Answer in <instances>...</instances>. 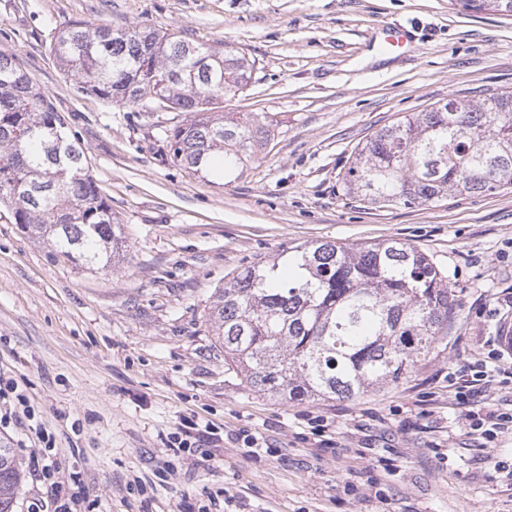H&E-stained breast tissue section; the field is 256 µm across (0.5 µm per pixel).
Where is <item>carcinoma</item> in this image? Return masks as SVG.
<instances>
[{
    "label": "carcinoma",
    "mask_w": 512,
    "mask_h": 512,
    "mask_svg": "<svg viewBox=\"0 0 512 512\" xmlns=\"http://www.w3.org/2000/svg\"><path fill=\"white\" fill-rule=\"evenodd\" d=\"M467 12L512 14V0H452ZM50 52L78 91L107 103L185 112L165 132L170 162L192 175H242L273 136L266 112H222L255 62L226 42L180 32L114 30L74 21ZM512 186V91L450 98L371 134L342 187L369 203L405 206ZM51 255L83 270L112 264L121 225L81 143L47 92L0 49V207ZM455 295L427 254L399 240L359 247L321 241L288 263L249 265L218 289L207 317L224 367L276 399H352L398 385L448 335ZM24 472L0 444V512H14Z\"/></svg>",
    "instance_id": "cac0c4a2"
}]
</instances>
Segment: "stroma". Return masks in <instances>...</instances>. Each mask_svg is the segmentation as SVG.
Listing matches in <instances>:
<instances>
[{
  "instance_id": "1",
  "label": "stroma",
  "mask_w": 512,
  "mask_h": 512,
  "mask_svg": "<svg viewBox=\"0 0 512 512\" xmlns=\"http://www.w3.org/2000/svg\"><path fill=\"white\" fill-rule=\"evenodd\" d=\"M183 31L245 50L256 80L225 102L265 112L267 148L228 184L173 166L187 115L78 92L49 53L68 23ZM397 24L412 47L382 52ZM12 50L82 143L123 226L111 268L50 258L0 217V376L13 379L96 512H512V434L480 444L469 410L512 408V374L469 400L467 376L512 326V188L419 206L370 204L341 178L374 131L451 97L512 91V15L450 0H0ZM401 239L448 278V342L399 385L354 399L275 401L224 371L207 320L240 268L315 241ZM200 430L173 453L172 433Z\"/></svg>"
}]
</instances>
